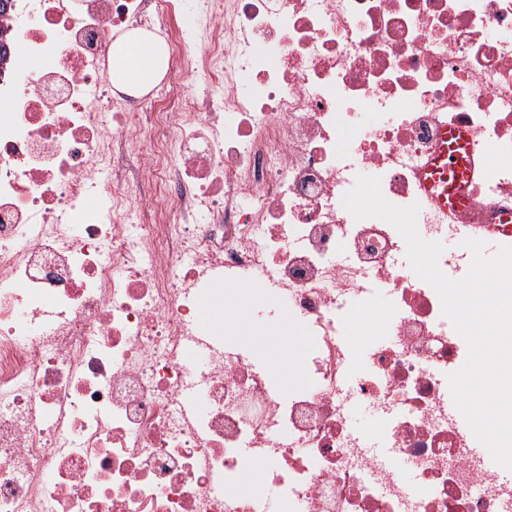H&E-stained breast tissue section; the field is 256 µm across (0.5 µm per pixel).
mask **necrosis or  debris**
Segmentation results:
<instances>
[{
    "label": "necrosis or debris",
    "instance_id": "necrosis-or-debris-1",
    "mask_svg": "<svg viewBox=\"0 0 512 512\" xmlns=\"http://www.w3.org/2000/svg\"><path fill=\"white\" fill-rule=\"evenodd\" d=\"M0 24V512H505L448 415L467 342L397 230L342 200L365 174L419 203L459 279L464 239L512 247V0H12ZM158 28L166 84L117 96L115 34ZM449 128L480 149L451 217L420 191ZM271 263L254 301L313 337L308 386L275 394L220 344L188 370L203 278L249 290ZM373 279L393 301L345 386L338 306ZM358 399L417 491L363 451ZM250 467L262 490L225 494Z\"/></svg>",
    "mask_w": 512,
    "mask_h": 512
}]
</instances>
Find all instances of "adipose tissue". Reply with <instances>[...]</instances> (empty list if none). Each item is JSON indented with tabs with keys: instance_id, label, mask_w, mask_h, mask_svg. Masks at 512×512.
<instances>
[{
	"instance_id": "ef3b65f1",
	"label": "adipose tissue",
	"mask_w": 512,
	"mask_h": 512,
	"mask_svg": "<svg viewBox=\"0 0 512 512\" xmlns=\"http://www.w3.org/2000/svg\"><path fill=\"white\" fill-rule=\"evenodd\" d=\"M165 69L164 51L151 33L133 30L112 45V79L124 92H148L163 78Z\"/></svg>"
}]
</instances>
